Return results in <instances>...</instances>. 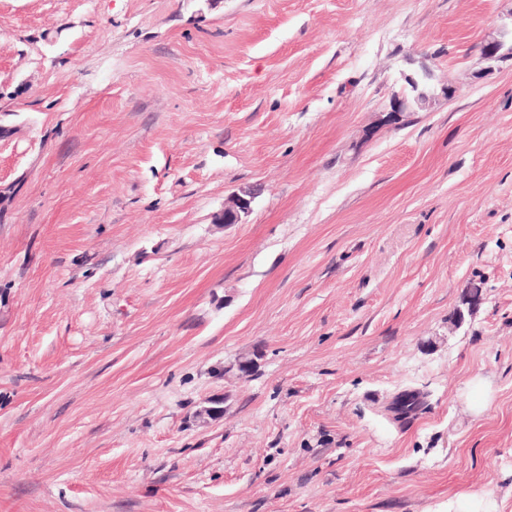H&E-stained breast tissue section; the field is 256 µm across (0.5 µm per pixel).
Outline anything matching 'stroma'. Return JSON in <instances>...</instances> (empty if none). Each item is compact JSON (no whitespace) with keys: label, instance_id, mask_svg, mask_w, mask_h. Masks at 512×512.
Segmentation results:
<instances>
[{"label":"stroma","instance_id":"35a3bbf8","mask_svg":"<svg viewBox=\"0 0 512 512\" xmlns=\"http://www.w3.org/2000/svg\"><path fill=\"white\" fill-rule=\"evenodd\" d=\"M511 26L0 0V512H512ZM253 196L250 191L241 190L232 195L224 206V210L215 217V224H239L242 216L251 210ZM466 400L472 410L476 413H482L486 411L492 401L490 386L484 379L480 377L474 378L471 382Z\"/></svg>","mask_w":512,"mask_h":512}]
</instances>
